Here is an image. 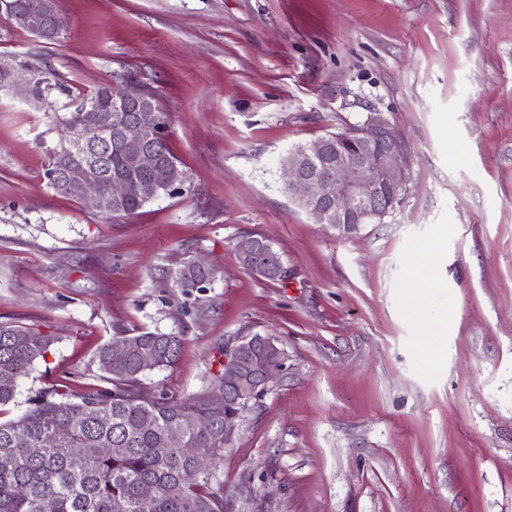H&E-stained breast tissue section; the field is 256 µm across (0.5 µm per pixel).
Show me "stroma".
<instances>
[{"label": "stroma", "mask_w": 512, "mask_h": 512, "mask_svg": "<svg viewBox=\"0 0 512 512\" xmlns=\"http://www.w3.org/2000/svg\"><path fill=\"white\" fill-rule=\"evenodd\" d=\"M48 42L0 13V64L73 91L121 76L167 114L186 195L109 218L48 187L51 113L0 87V322L53 336L0 420L99 349L183 336L146 390L205 392L219 351L288 361L214 469L226 512H512V0H61ZM383 116L411 151L403 204L345 235L284 191L281 159ZM271 239L288 280L234 244ZM204 258L203 313L154 266Z\"/></svg>", "instance_id": "35a3bbf8"}]
</instances>
